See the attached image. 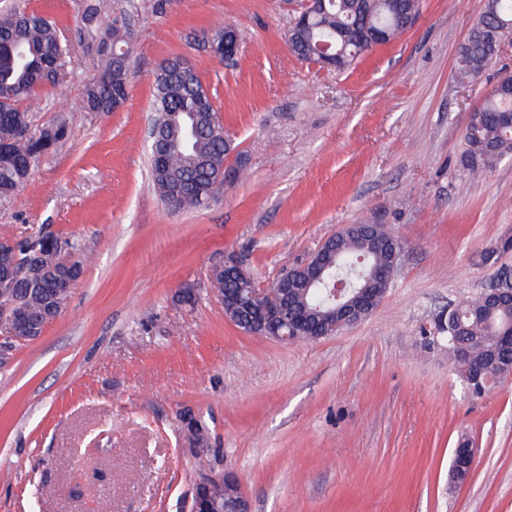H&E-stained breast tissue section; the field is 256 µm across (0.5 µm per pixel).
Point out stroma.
Here are the masks:
<instances>
[{
  "label": "stroma",
  "instance_id": "stroma-1",
  "mask_svg": "<svg viewBox=\"0 0 512 512\" xmlns=\"http://www.w3.org/2000/svg\"><path fill=\"white\" fill-rule=\"evenodd\" d=\"M126 12L129 94L80 112L66 138L0 198V229L75 242L91 260L32 342L0 337V512H190L196 483L235 473L252 512H512V379L472 396L421 325L512 270V157L460 165L471 111L505 73L512 41L469 83L457 51L483 0H421L414 25L350 70L288 49L289 0H110ZM87 0H0L74 38L36 125L79 96L101 62L76 40ZM235 28L230 59L208 42ZM198 71L246 177L208 206L170 212L149 178L154 75ZM344 224L403 243L364 321L313 342L243 332L208 288L243 260L270 285ZM195 303H184V290ZM205 427L207 452L184 434ZM476 450L450 481L453 448Z\"/></svg>",
  "mask_w": 512,
  "mask_h": 512
}]
</instances>
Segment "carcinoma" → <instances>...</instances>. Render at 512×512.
<instances>
[{"label":"carcinoma","instance_id":"cac0c4a2","mask_svg":"<svg viewBox=\"0 0 512 512\" xmlns=\"http://www.w3.org/2000/svg\"><path fill=\"white\" fill-rule=\"evenodd\" d=\"M105 5L92 0L86 6L83 39L96 48L103 62L101 71L85 84L82 94L64 103L75 112H111L128 96L130 55L121 51L125 42V17L102 19ZM420 9L419 0H326L303 23L291 26L293 52L313 62L320 44L329 42L338 52V70L351 67L365 54L364 43L374 32L389 43L412 27L407 14ZM512 36V0H484L482 11L458 52L456 76L464 83L484 73L498 57L499 44ZM71 53V45L56 22L44 15L17 8L0 13V88L14 97L0 106V197L16 193L30 178L35 162L68 133L67 121L35 129L33 112L41 88L59 84ZM153 119L164 120L154 148L150 149V176L160 200L173 211L207 206L224 190L226 158L233 151L212 98L197 71L174 57L170 67L155 77ZM512 113V94L491 90L479 105L476 122L466 126L461 155L463 169L478 173L493 169L498 159L512 156V127L503 115ZM17 252L8 283L0 282V333L18 310L32 320L42 318L48 305L67 301L83 273L87 256L77 245L34 232L22 239L6 234ZM403 248L401 239L383 224H370L355 236L339 238L328 279H344L355 291L365 278L388 261L391 247ZM307 268L282 292V301L311 325H320L335 335L332 327L334 298L330 287L315 281ZM250 272L226 277L213 269L210 288L224 299L250 286ZM512 331V301L484 302V294L462 300L445 319L431 323L434 336L420 342L424 349L442 347L458 378L470 381L482 368L502 357V336ZM192 447H209L205 428L187 423Z\"/></svg>","mask_w":512,"mask_h":512}]
</instances>
